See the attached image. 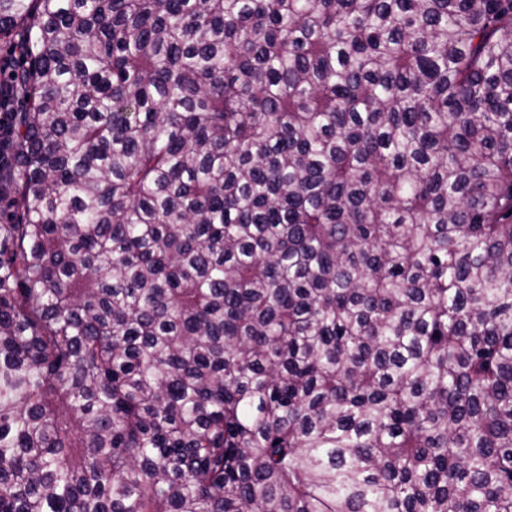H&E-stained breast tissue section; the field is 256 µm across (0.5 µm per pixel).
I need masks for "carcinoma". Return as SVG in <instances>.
<instances>
[{
  "mask_svg": "<svg viewBox=\"0 0 512 512\" xmlns=\"http://www.w3.org/2000/svg\"><path fill=\"white\" fill-rule=\"evenodd\" d=\"M0 42V512H512V0Z\"/></svg>",
  "mask_w": 512,
  "mask_h": 512,
  "instance_id": "carcinoma-1",
  "label": "carcinoma"
}]
</instances>
